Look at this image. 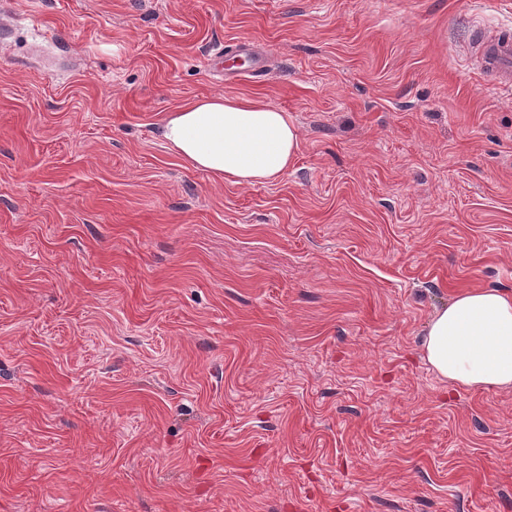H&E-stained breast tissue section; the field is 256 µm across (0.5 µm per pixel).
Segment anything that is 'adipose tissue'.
<instances>
[{
    "label": "adipose tissue",
    "mask_w": 512,
    "mask_h": 512,
    "mask_svg": "<svg viewBox=\"0 0 512 512\" xmlns=\"http://www.w3.org/2000/svg\"><path fill=\"white\" fill-rule=\"evenodd\" d=\"M160 131L187 166L236 185L278 180L298 149V132L286 113L242 97L189 101L166 116ZM421 346L431 369L454 385L512 388V294L460 292L433 314Z\"/></svg>",
    "instance_id": "obj_1"
}]
</instances>
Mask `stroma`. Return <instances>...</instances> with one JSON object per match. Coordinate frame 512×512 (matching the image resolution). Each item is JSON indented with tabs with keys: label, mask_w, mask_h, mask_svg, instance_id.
I'll return each instance as SVG.
<instances>
[{
	"label": "stroma",
	"mask_w": 512,
	"mask_h": 512,
	"mask_svg": "<svg viewBox=\"0 0 512 512\" xmlns=\"http://www.w3.org/2000/svg\"><path fill=\"white\" fill-rule=\"evenodd\" d=\"M0 21V512H512V389L421 348L458 292L512 293V92L473 44L512 0ZM210 95L287 113V173L175 155Z\"/></svg>",
	"instance_id": "1"
}]
</instances>
